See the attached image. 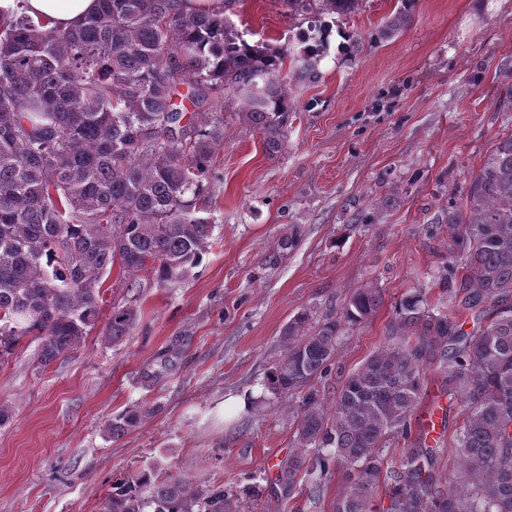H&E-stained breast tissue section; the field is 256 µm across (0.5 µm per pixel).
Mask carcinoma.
I'll list each match as a JSON object with an SVG mask.
<instances>
[{
    "label": "carcinoma",
    "instance_id": "1",
    "mask_svg": "<svg viewBox=\"0 0 512 512\" xmlns=\"http://www.w3.org/2000/svg\"><path fill=\"white\" fill-rule=\"evenodd\" d=\"M359 0H326L348 16ZM386 23L396 32L409 5ZM315 44L289 51L249 43L224 15L188 12L183 0H99L80 27L61 31L19 10L0 19V363L25 336L40 339L39 363L63 357L98 325L100 279L152 275L162 288L200 265L214 224L197 207L211 193L214 146L224 139L217 116L224 99L242 100L244 120L267 153L282 150L296 105L280 79L285 62L313 82L327 29ZM200 120L176 107L179 86ZM448 250L463 261L465 303L477 308L512 296V133L495 140L465 202L448 203ZM383 303L374 285L357 289L342 319L310 330L302 312L285 330V354L267 377L275 394L305 390L295 410L292 454L279 463L286 495L299 474L342 470L334 512H512V305L469 336L453 312H431L412 293L397 304L386 346L344 381L332 408L311 383L336 353L342 325L368 319ZM137 312L113 308L103 331L117 344ZM435 364L461 423L451 450L460 467L452 489H441L439 451L425 443L389 470L388 504L377 503L384 470L381 449L411 435L424 369ZM142 411L113 419L117 438ZM151 474L112 487L103 512H231L222 489L205 491L170 476L144 499Z\"/></svg>",
    "mask_w": 512,
    "mask_h": 512
}]
</instances>
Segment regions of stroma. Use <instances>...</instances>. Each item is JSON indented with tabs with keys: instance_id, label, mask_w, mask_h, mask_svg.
Masks as SVG:
<instances>
[{
	"instance_id": "1",
	"label": "stroma",
	"mask_w": 512,
	"mask_h": 512,
	"mask_svg": "<svg viewBox=\"0 0 512 512\" xmlns=\"http://www.w3.org/2000/svg\"><path fill=\"white\" fill-rule=\"evenodd\" d=\"M401 0H360L341 17L313 0H233L224 13L251 42L299 49L312 21L330 25L312 83L289 74L298 110L280 153L268 155L243 105L224 103L205 206L215 228L202 264L162 288L140 273L128 288L101 280L102 318L132 307L120 343L94 329L49 366L39 341L21 339L0 364V512H100L115 483L143 471L224 489L235 512H332L342 474L311 476L283 495L278 464L293 451L300 395L264 386L283 357L295 315L341 318L352 293L381 289L372 317L344 326L316 383L332 407L345 377L385 345L401 298L445 300L465 271L448 254V202L464 199L493 139L512 132V0H417L392 33ZM389 206H382V199ZM297 235L296 247L278 242ZM163 376L155 382L145 376ZM248 394L250 406L225 408ZM142 408L120 438L115 416Z\"/></svg>"
}]
</instances>
